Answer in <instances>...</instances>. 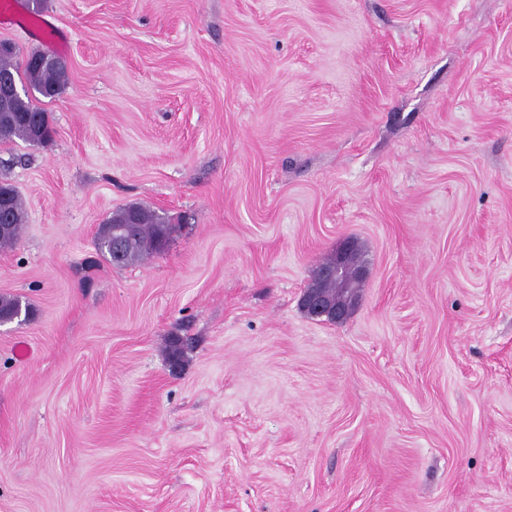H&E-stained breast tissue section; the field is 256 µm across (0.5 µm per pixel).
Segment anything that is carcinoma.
<instances>
[{"label":"carcinoma","mask_w":512,"mask_h":512,"mask_svg":"<svg viewBox=\"0 0 512 512\" xmlns=\"http://www.w3.org/2000/svg\"><path fill=\"white\" fill-rule=\"evenodd\" d=\"M0 75L14 83L29 86L45 99L56 98L68 81L67 66L40 67L30 61L16 63L14 55L0 54ZM47 121V112L35 103L28 93H15L0 107V142L13 143L17 140L31 144L33 127L31 120ZM7 207L11 220L10 227L0 234V247L12 245L21 233L25 223L23 201L16 191H11ZM176 225L149 207L130 204L114 210L104 224L99 226L94 240L98 255L112 261V241L116 238L123 243V256L116 263L125 267L138 263L144 258L166 251ZM30 315V305H22L17 296H0V322L10 321L19 314Z\"/></svg>","instance_id":"cac0c4a2"}]
</instances>
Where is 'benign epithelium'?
<instances>
[{
	"instance_id": "obj_1",
	"label": "benign epithelium",
	"mask_w": 512,
	"mask_h": 512,
	"mask_svg": "<svg viewBox=\"0 0 512 512\" xmlns=\"http://www.w3.org/2000/svg\"><path fill=\"white\" fill-rule=\"evenodd\" d=\"M354 252L355 242L351 238H345L336 245L331 262L320 269L313 285L302 292L299 304L304 313L336 324L348 318L358 303L366 277L364 264H350ZM328 283L336 288V296L327 294L325 285Z\"/></svg>"
}]
</instances>
